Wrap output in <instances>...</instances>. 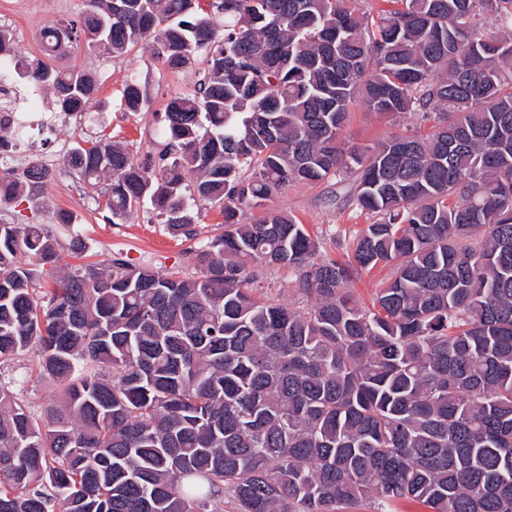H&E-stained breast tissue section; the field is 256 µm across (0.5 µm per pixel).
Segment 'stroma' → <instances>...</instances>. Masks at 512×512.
Returning a JSON list of instances; mask_svg holds the SVG:
<instances>
[{
    "mask_svg": "<svg viewBox=\"0 0 512 512\" xmlns=\"http://www.w3.org/2000/svg\"><path fill=\"white\" fill-rule=\"evenodd\" d=\"M86 0H0V29L8 30L15 44L27 56L38 57L42 45L38 32L51 22H64L77 16ZM66 66L93 75L98 91L89 105L90 114L102 113L103 124L88 121L87 116L56 111L50 92L38 93V107L19 98L18 111L25 113L30 124L28 138L40 145V160L54 172L36 205L22 203L0 208V224L30 223L51 225L57 239L58 271H67L76 260L72 238L85 244V261H102L120 257L135 267H152L163 272L193 275L194 267L184 255L186 244L168 232L156 216L139 212L133 220L116 224L99 205L96 194L86 188L65 166L64 157L77 142L106 134L121 140L136 158L158 152L164 142L157 112L163 111L171 94L194 93L203 76L204 63L197 60L172 71L154 58L147 42L131 47L117 60H107L79 45L67 48ZM138 78L147 86L151 105L139 112L121 109L125 83ZM417 117L406 113L387 118L354 105L342 138L346 147L372 146L391 135L415 128ZM272 209L288 214L304 224L320 244V251L340 256L367 217L355 205L346 183L333 180L316 185L291 184L271 202ZM74 216L71 224L55 221L58 211ZM259 279L271 298L302 309L307 297L297 278L289 271L262 265ZM0 382L15 387L35 417H43L47 407L57 404L62 386L40 377L32 355L25 354L0 362Z\"/></svg>",
    "mask_w": 512,
    "mask_h": 512,
    "instance_id": "35a3bbf8",
    "label": "stroma"
}]
</instances>
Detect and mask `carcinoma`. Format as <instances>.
<instances>
[{"instance_id":"carcinoma-1","label":"carcinoma","mask_w":512,"mask_h":512,"mask_svg":"<svg viewBox=\"0 0 512 512\" xmlns=\"http://www.w3.org/2000/svg\"><path fill=\"white\" fill-rule=\"evenodd\" d=\"M88 0L49 27L110 59L148 39L165 67L206 63L168 99L163 148L137 162L104 135L66 165L112 215L150 206L195 238L182 277L121 258L62 276L44 224H0V360L25 352L64 385L37 421L0 384V512H512V0ZM497 15L505 26L482 28ZM12 71L84 114L98 86L18 54ZM151 101L129 80L121 106ZM426 130L345 159L350 107ZM51 170H3L0 207ZM352 182L368 224L346 256L269 208L292 183ZM244 208L264 210L241 224ZM296 274L305 310L255 268ZM53 288H36L34 266ZM391 267L372 307L349 291Z\"/></svg>"}]
</instances>
